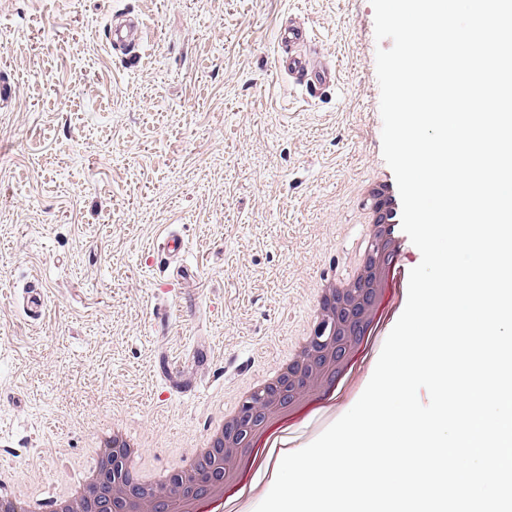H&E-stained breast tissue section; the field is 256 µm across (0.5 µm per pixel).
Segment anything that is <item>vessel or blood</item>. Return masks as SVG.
<instances>
[{
  "mask_svg": "<svg viewBox=\"0 0 512 512\" xmlns=\"http://www.w3.org/2000/svg\"><path fill=\"white\" fill-rule=\"evenodd\" d=\"M110 46L140 45L144 40V27L141 21L127 22L107 26ZM313 33L310 29L293 25L278 26L274 32L276 51L274 56L275 69L279 74L288 75L302 81L311 89L321 88L336 79V70L324 67L311 70L309 61L301 47L311 41Z\"/></svg>",
  "mask_w": 512,
  "mask_h": 512,
  "instance_id": "1",
  "label": "vessel or blood"
}]
</instances>
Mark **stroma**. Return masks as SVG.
<instances>
[{"instance_id": "obj_1", "label": "stroma", "mask_w": 512, "mask_h": 512, "mask_svg": "<svg viewBox=\"0 0 512 512\" xmlns=\"http://www.w3.org/2000/svg\"><path fill=\"white\" fill-rule=\"evenodd\" d=\"M117 12L147 27L132 65L108 50ZM285 19L333 84L276 72ZM391 45L370 0H0V495L51 501L116 422L144 466L172 464L273 369L319 272L359 242L362 185L390 171L375 54ZM372 374L357 362L288 449Z\"/></svg>"}]
</instances>
